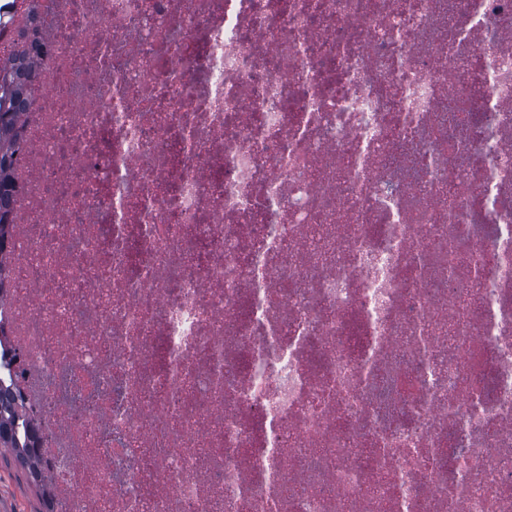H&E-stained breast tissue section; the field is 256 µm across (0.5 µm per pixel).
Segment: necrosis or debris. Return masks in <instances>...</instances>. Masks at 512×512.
I'll list each match as a JSON object with an SVG mask.
<instances>
[{
  "instance_id": "1",
  "label": "necrosis or debris",
  "mask_w": 512,
  "mask_h": 512,
  "mask_svg": "<svg viewBox=\"0 0 512 512\" xmlns=\"http://www.w3.org/2000/svg\"><path fill=\"white\" fill-rule=\"evenodd\" d=\"M33 27L0 342L56 512H512V0Z\"/></svg>"
}]
</instances>
